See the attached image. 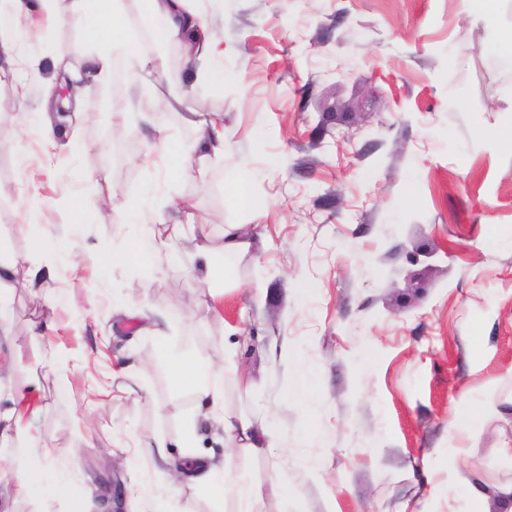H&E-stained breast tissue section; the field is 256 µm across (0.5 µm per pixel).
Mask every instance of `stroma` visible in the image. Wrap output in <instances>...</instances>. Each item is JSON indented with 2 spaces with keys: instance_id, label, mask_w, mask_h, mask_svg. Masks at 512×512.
<instances>
[{
  "instance_id": "obj_1",
  "label": "stroma",
  "mask_w": 512,
  "mask_h": 512,
  "mask_svg": "<svg viewBox=\"0 0 512 512\" xmlns=\"http://www.w3.org/2000/svg\"><path fill=\"white\" fill-rule=\"evenodd\" d=\"M142 55L164 70L137 98L120 61L119 88L45 102L56 68L91 51L93 26L22 22L0 0V28L40 74L0 81V254L14 259L0 332V415L52 450L51 480L84 492L88 512H153L178 496L213 512L188 483L158 472L140 449L176 441L207 402L176 393L155 339L178 355H219L256 336L226 373L225 403L266 418L279 435L273 462L240 470L285 512H505L512 484V57L493 47L461 0H201L224 40L220 86L197 100L224 120L223 158L176 178L179 145L196 129L161 99L189 74L179 46L152 40L137 0H122ZM159 116L130 124L127 104ZM73 122L53 146L41 128L61 110ZM168 138L169 153L156 145ZM35 182H28L27 170ZM249 172L266 207L261 235L232 259L223 287L199 281L188 257L163 272L115 265L138 224H173L177 207L210 224L246 223L233 192ZM139 201L124 214L120 203ZM51 269L33 285L28 271ZM68 359L66 380L45 349ZM256 371L252 394L237 371ZM314 384L292 395L297 372ZM139 383L138 400L127 385ZM492 404L478 426L464 407ZM67 498L17 491L0 450V512H70Z\"/></svg>"
}]
</instances>
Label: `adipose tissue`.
Listing matches in <instances>:
<instances>
[{"instance_id": "adipose-tissue-1", "label": "adipose tissue", "mask_w": 512, "mask_h": 512, "mask_svg": "<svg viewBox=\"0 0 512 512\" xmlns=\"http://www.w3.org/2000/svg\"><path fill=\"white\" fill-rule=\"evenodd\" d=\"M68 2V11H61V2ZM192 0H144L146 14L157 20L156 37L162 42L184 47L186 61L193 69V79L183 85L178 96L168 106L183 112L185 123L200 127L205 141L199 147L193 166L179 165L176 175L182 176L189 169L205 172L213 156L224 151V124L221 119L206 117L195 99L198 81L218 82L211 61L224 55L219 39L201 24L200 15L191 6ZM16 19L23 20L38 14L49 24L66 21L73 26L85 25L89 16H97L101 30L107 31L121 23L123 16L117 0H12ZM123 50L129 65L144 75L162 72L165 63L160 58L142 56L132 45L130 38L101 40L99 46L87 53L77 64L68 66L66 74L75 93H82L94 86L108 83L116 68V50ZM238 209L249 218L245 224H228L224 227L222 254H215L207 244L209 232L205 222L197 220L193 213H186L184 222L161 229L154 224L137 227L133 247L113 253L116 265H161L175 253V241L189 235L194 243L193 259L202 279L206 282H224L233 271L225 266L227 257L242 255L252 246L257 222L265 212L248 190L247 179H240L235 193ZM160 354L168 362V376L172 387L180 392L195 394L210 400L214 413L219 414L224 428V442L240 456L265 458L275 448L276 442L268 429L252 416L226 411L224 406V364L211 357H182L161 349ZM0 442L16 445L24 457L19 460L18 486L20 492L33 493L44 489L47 473L33 469L31 456L45 454L46 449L28 430L16 428L14 432L0 433ZM195 488L215 504H223L227 492H234L242 505V512H262L259 500L251 485L237 481L224 468L203 467L193 476Z\"/></svg>"}]
</instances>
